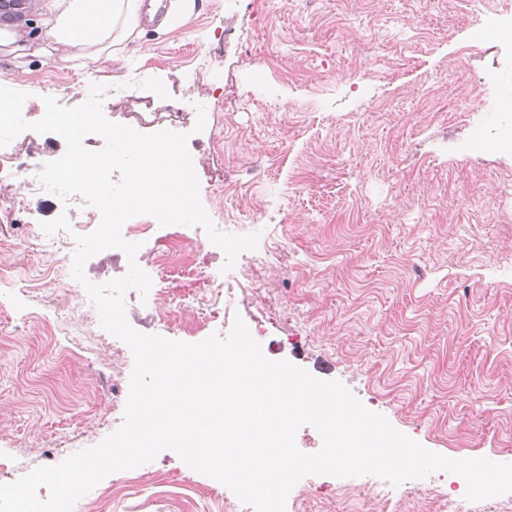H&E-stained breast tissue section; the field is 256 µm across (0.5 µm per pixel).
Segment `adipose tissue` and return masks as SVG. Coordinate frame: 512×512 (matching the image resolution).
Listing matches in <instances>:
<instances>
[{"label":"adipose tissue","mask_w":512,"mask_h":512,"mask_svg":"<svg viewBox=\"0 0 512 512\" xmlns=\"http://www.w3.org/2000/svg\"><path fill=\"white\" fill-rule=\"evenodd\" d=\"M144 0H51L42 52L62 61L82 54L104 61L117 38L138 27Z\"/></svg>","instance_id":"ef3b65f1"}]
</instances>
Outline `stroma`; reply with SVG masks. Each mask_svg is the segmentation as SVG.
Here are the masks:
<instances>
[{
    "label": "stroma",
    "mask_w": 512,
    "mask_h": 512,
    "mask_svg": "<svg viewBox=\"0 0 512 512\" xmlns=\"http://www.w3.org/2000/svg\"><path fill=\"white\" fill-rule=\"evenodd\" d=\"M512 0H194L187 23L113 45L101 64L0 46V86L65 107L108 85L103 112H163L189 100L178 125L200 200L222 232L258 233L287 255L238 292L234 313L264 355L345 385L370 411L452 459L512 463V30L481 36ZM76 207L43 191L0 228V269L31 297L0 288V482L98 445L122 424L134 368L65 284L74 251L41 224ZM173 276L179 308L153 320L154 294L126 295L137 331L198 343L230 334L209 322L194 276ZM196 324L194 333L183 323ZM133 499L102 512H220L230 489L165 450L138 467ZM390 491L407 512H448L423 493Z\"/></svg>",
    "instance_id": "stroma-1"
}]
</instances>
